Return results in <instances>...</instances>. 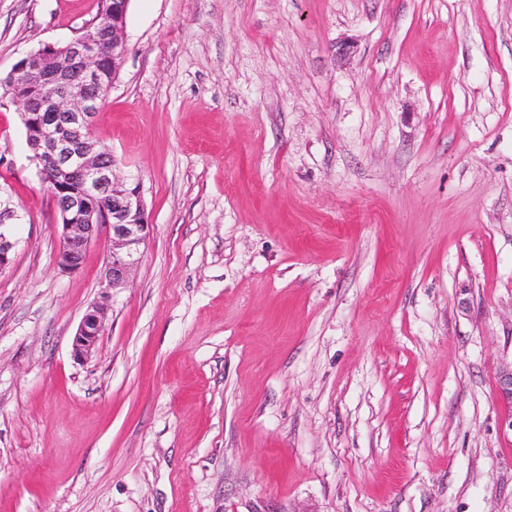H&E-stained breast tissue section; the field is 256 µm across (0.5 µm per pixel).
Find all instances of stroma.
Here are the masks:
<instances>
[{
	"label": "stroma",
	"instance_id": "obj_1",
	"mask_svg": "<svg viewBox=\"0 0 512 512\" xmlns=\"http://www.w3.org/2000/svg\"><path fill=\"white\" fill-rule=\"evenodd\" d=\"M103 0H0V80ZM95 135L153 226L106 246L0 98V512H512V0H129ZM23 216L0 195V272L9 268L13 262L16 240L13 227L21 224ZM107 327V306L97 303L84 314L73 336L71 347L73 358L86 361L95 352L100 337ZM497 395L502 407L501 427L512 434V362L503 365L497 374Z\"/></svg>",
	"mask_w": 512,
	"mask_h": 512
}]
</instances>
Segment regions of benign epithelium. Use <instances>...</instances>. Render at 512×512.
Instances as JSON below:
<instances>
[{
	"label": "benign epithelium",
	"instance_id": "benign-epithelium-1",
	"mask_svg": "<svg viewBox=\"0 0 512 512\" xmlns=\"http://www.w3.org/2000/svg\"><path fill=\"white\" fill-rule=\"evenodd\" d=\"M128 2L107 0L101 25L91 22L66 44L26 55L14 68L25 81L11 87L12 100L22 105L29 147L58 207L57 266L75 271L92 242L106 243L101 281L106 299L127 285L150 234L140 180L119 176L116 160L103 155L94 134L95 118L112 88L100 80V72L106 64L118 70L126 52ZM22 219L0 199V272L13 262V227ZM106 327V304L91 306L73 336V358L88 360ZM497 395L501 427L512 433V364L499 369Z\"/></svg>",
	"mask_w": 512,
	"mask_h": 512
}]
</instances>
